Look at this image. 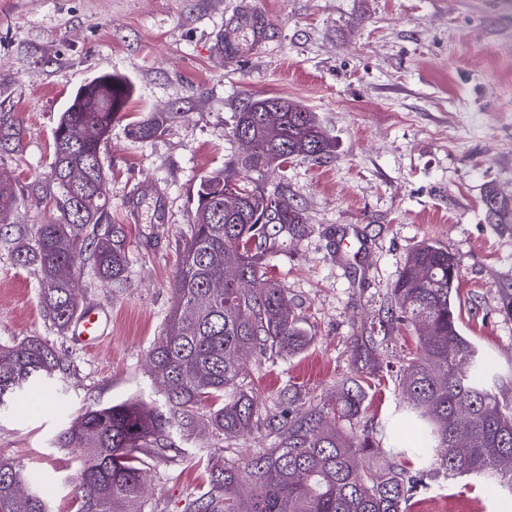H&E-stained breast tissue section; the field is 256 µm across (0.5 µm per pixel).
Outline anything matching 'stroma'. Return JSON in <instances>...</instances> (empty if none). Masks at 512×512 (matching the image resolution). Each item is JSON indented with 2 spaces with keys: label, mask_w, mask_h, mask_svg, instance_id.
<instances>
[{
  "label": "stroma",
  "mask_w": 512,
  "mask_h": 512,
  "mask_svg": "<svg viewBox=\"0 0 512 512\" xmlns=\"http://www.w3.org/2000/svg\"><path fill=\"white\" fill-rule=\"evenodd\" d=\"M267 20L263 47L224 57V23L240 2ZM112 72L133 97L101 148L113 223L129 257L124 288L102 287L92 266L82 303L108 318L91 348L45 321L35 274L0 250V345L29 336L65 357L53 410L0 412V454L42 474L51 512H75V455L55 445L86 405L152 397L146 354L174 304L177 238L201 177L240 147L231 131L246 98L280 96L315 112L336 149L323 163L293 160L267 174L303 210L311 231L268 257L309 342L286 356L251 355L244 388L262 417L250 436L181 439L175 460L146 463L148 512H189L209 470L274 447L275 430L336 400V382L380 379L359 429L399 401L396 372L415 347L408 329L384 332L390 293L422 241L448 247L462 272L461 332L512 389V226L488 223V186L512 195V8L505 0H0V117L20 118L19 149L0 145V173L20 198L13 228L46 223L36 196L51 189L53 131L76 89ZM169 113L147 140L134 120ZM360 239L364 254L343 252ZM512 512V496L443 482L408 512Z\"/></svg>",
  "instance_id": "35a3bbf8"
}]
</instances>
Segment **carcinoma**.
<instances>
[{
	"label": "carcinoma",
	"instance_id": "1",
	"mask_svg": "<svg viewBox=\"0 0 512 512\" xmlns=\"http://www.w3.org/2000/svg\"><path fill=\"white\" fill-rule=\"evenodd\" d=\"M132 86L102 74L80 86L53 138L51 196L56 215L20 231L11 254L38 277L44 316L60 334L81 312L79 274L85 254L97 278L126 285L128 258L112 232L100 233L109 198L101 146L126 109ZM158 112L134 124L146 140L163 129ZM18 121L0 122V142H20ZM251 150L224 171L200 180L180 236L172 281L175 304L147 353L161 401L89 404L58 436L80 462L76 512H146V457L177 453L174 436L240 438L252 432L260 406L239 386L243 359L292 352L306 344L288 292L265 257L308 232L287 190H269L263 175L288 159L322 161L335 143L315 113L282 97L248 98L232 130ZM240 195L235 210L224 200ZM486 190L490 224H512V204ZM0 179V224L17 203ZM460 269L448 248L423 242L407 257L391 288V320L417 331V352L396 375L403 411L414 421L418 465L397 459L404 447L386 429L359 435L355 424L368 380L337 382L336 407L319 406L277 429L278 444L238 465L211 470L195 512H406L440 478H479L488 490L512 492V395L503 393L494 362L460 328ZM54 344L31 336L0 346V410L42 403L62 368ZM0 512H49L20 462L0 455Z\"/></svg>",
	"mask_w": 512,
	"mask_h": 512
}]
</instances>
